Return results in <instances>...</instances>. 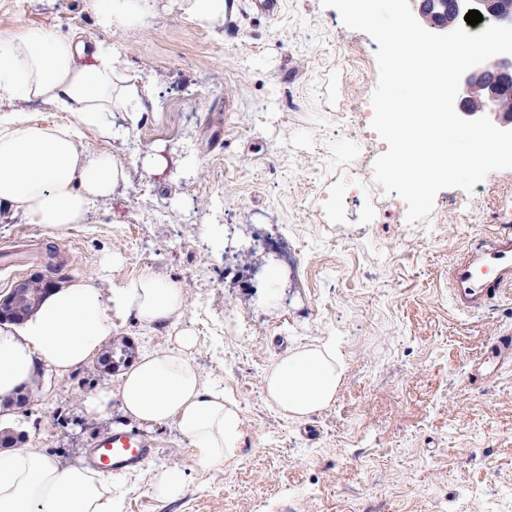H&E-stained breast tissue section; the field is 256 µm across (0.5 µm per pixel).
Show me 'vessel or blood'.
Instances as JSON below:
<instances>
[{
  "label": "vessel or blood",
  "instance_id": "b4317fda",
  "mask_svg": "<svg viewBox=\"0 0 512 512\" xmlns=\"http://www.w3.org/2000/svg\"><path fill=\"white\" fill-rule=\"evenodd\" d=\"M451 301L462 313L484 310L512 286V225H495L491 236L472 243L449 266ZM512 364V330L506 329L468 364V378L485 382ZM155 452L138 431L118 428L95 439L83 453L88 467L133 471Z\"/></svg>",
  "mask_w": 512,
  "mask_h": 512
}]
</instances>
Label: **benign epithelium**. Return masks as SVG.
<instances>
[{
	"mask_svg": "<svg viewBox=\"0 0 512 512\" xmlns=\"http://www.w3.org/2000/svg\"><path fill=\"white\" fill-rule=\"evenodd\" d=\"M477 10L483 21L512 26V0H420L418 22L429 30L449 29ZM512 93V55H501L466 71L454 101L464 119L488 116L500 129L512 130V113L499 108L501 99Z\"/></svg>",
	"mask_w": 512,
	"mask_h": 512,
	"instance_id": "7a95c632",
	"label": "benign epithelium"
}]
</instances>
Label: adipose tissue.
<instances>
[{"instance_id":"obj_1","label":"adipose tissue","mask_w":512,"mask_h":512,"mask_svg":"<svg viewBox=\"0 0 512 512\" xmlns=\"http://www.w3.org/2000/svg\"><path fill=\"white\" fill-rule=\"evenodd\" d=\"M150 8L151 0H97V24L130 31ZM152 92L120 76L104 42L41 27L0 33V102L13 105L0 111V222L20 213L52 234L85 223L91 205L127 177L123 163L89 152L85 139H111L113 108L138 111ZM33 99L69 113V123L34 122L20 108ZM185 308L184 289L152 271L112 288L82 278L52 289L26 321L0 324V424L13 419L17 392L37 381L50 395L52 377L94 364L132 316L147 327L168 324L174 339L141 354L87 406L106 414L117 403L140 424L174 423L203 470H223L240 450L242 421L223 387L194 364L197 337L182 324ZM343 371L330 336L274 361L265 393L301 421L334 401ZM125 486L124 475L64 465L33 446L0 454V512H121Z\"/></svg>"}]
</instances>
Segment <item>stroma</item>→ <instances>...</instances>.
<instances>
[{
    "mask_svg": "<svg viewBox=\"0 0 512 512\" xmlns=\"http://www.w3.org/2000/svg\"><path fill=\"white\" fill-rule=\"evenodd\" d=\"M30 26L113 45L124 72L154 94L139 114L113 112L123 139L87 142L128 168L110 200L60 234L16 215L0 223V242L55 251L62 283L94 277L109 288L150 270L179 284L183 323L198 337L192 360L243 421L239 454L221 472L201 469L173 423L144 426L151 464L179 468L186 491L157 501L134 471L124 512H475L469 486L512 489V366L466 380L469 360L512 328V286L474 314L455 310L448 288L450 263L512 218V169L470 193L441 190L428 220L391 210L360 224L367 197L338 193L336 168L349 145L371 162L388 149L369 122L349 120L373 110L378 45L322 0H284L273 20L237 0L212 27L178 0H157L118 35L98 27L94 0H0V32ZM152 156L166 159L162 173L148 172ZM215 222L233 225L235 249L208 247ZM282 224L298 247L294 275L277 243ZM272 272L279 296L267 303ZM331 334L345 361L336 399L295 422L267 399L265 373ZM113 381L94 364L71 371L51 397L18 410L17 432L79 464L83 448L124 421L120 407L103 416L84 406Z\"/></svg>",
    "mask_w": 512,
    "mask_h": 512,
    "instance_id": "35a3bbf8",
    "label": "stroma"
}]
</instances>
